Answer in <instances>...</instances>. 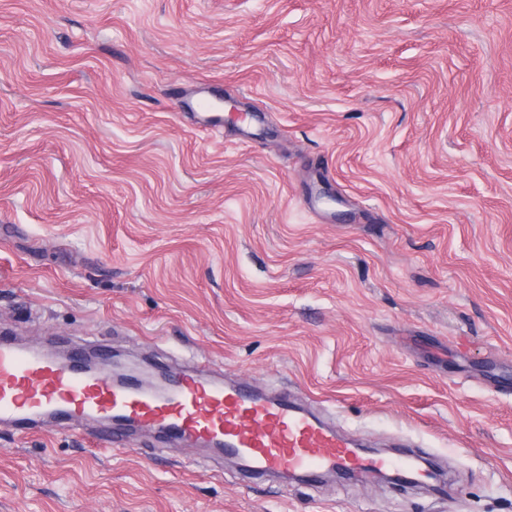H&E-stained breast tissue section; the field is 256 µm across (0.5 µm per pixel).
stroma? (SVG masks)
Listing matches in <instances>:
<instances>
[{
	"mask_svg": "<svg viewBox=\"0 0 512 512\" xmlns=\"http://www.w3.org/2000/svg\"><path fill=\"white\" fill-rule=\"evenodd\" d=\"M0 332L205 362L447 473L48 420L0 426V512H512V0H0Z\"/></svg>",
	"mask_w": 512,
	"mask_h": 512,
	"instance_id": "1",
	"label": "stroma"
}]
</instances>
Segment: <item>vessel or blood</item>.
Segmentation results:
<instances>
[{"mask_svg":"<svg viewBox=\"0 0 512 512\" xmlns=\"http://www.w3.org/2000/svg\"><path fill=\"white\" fill-rule=\"evenodd\" d=\"M84 351L61 364L40 351L0 338V423L24 428L44 415L69 427L88 417L108 420L116 445L129 422L160 428L177 444L197 445L245 459L259 475L328 472L357 474L392 469L390 458L361 456L344 436L303 412L285 395L208 380L191 369L170 374L166 391L113 385L106 375L80 370Z\"/></svg>","mask_w":512,"mask_h":512,"instance_id":"1","label":"vessel or blood"}]
</instances>
